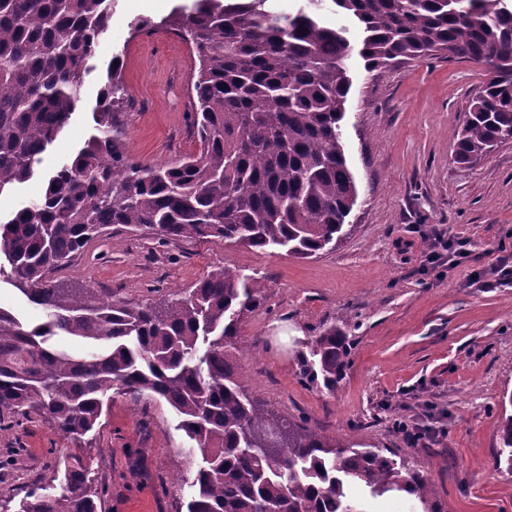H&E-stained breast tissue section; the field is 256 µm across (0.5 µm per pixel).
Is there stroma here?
<instances>
[{"label": "stroma", "instance_id": "35a3bbf8", "mask_svg": "<svg viewBox=\"0 0 512 512\" xmlns=\"http://www.w3.org/2000/svg\"><path fill=\"white\" fill-rule=\"evenodd\" d=\"M190 3L153 0L147 12L142 0H113L111 26L98 48L101 71L113 57L122 59L133 102L126 148L145 164L171 163L194 149L187 105L195 62L190 52L172 53L176 40L165 29L134 35L129 24L157 22ZM101 71L86 81L38 175L0 193V218L37 200L45 174L92 134ZM349 75L343 145L358 199L339 245L300 259L284 247L162 244L111 230L51 278L131 303L162 301L217 267L260 281L264 303L243 318L237 344L246 386L267 409L418 465L445 512H512V473L495 467L501 398L512 392V275L492 272L512 245V140L470 164L453 155L468 101L489 70L429 58L374 75L355 53ZM437 233L467 242L486 275L474 276L468 264L426 269L423 254ZM332 323L346 328L354 346L331 393L302 384L299 369L312 337ZM412 417L438 428L439 436L410 445L394 423ZM75 444L87 452L102 512H186L190 491L172 476H193L198 450L168 405L120 393L108 402L100 427L77 443L39 417L1 422L0 499L48 477L56 458Z\"/></svg>", "mask_w": 512, "mask_h": 512}]
</instances>
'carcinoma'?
<instances>
[{
  "instance_id": "obj_1",
  "label": "carcinoma",
  "mask_w": 512,
  "mask_h": 512,
  "mask_svg": "<svg viewBox=\"0 0 512 512\" xmlns=\"http://www.w3.org/2000/svg\"><path fill=\"white\" fill-rule=\"evenodd\" d=\"M278 0H194L161 23L198 61L188 126L195 151L169 165L133 161L124 142L126 89L108 66L95 134L46 179L43 196L0 222L8 280L45 321L24 326L0 308V420L33 414L76 439L99 424L116 391L159 399L196 441L202 466L188 512H362L352 490L405 492L444 512L435 486L387 448H359L305 419L268 411L243 385L234 352L241 317L262 287L227 266L186 295L128 305L48 275L111 225L163 242L224 240L286 247L308 259L343 237L358 189L342 144L353 47L317 7ZM364 38L369 72L403 60L464 59L489 68L457 132L469 163L512 139V0H329ZM112 0H0V194L35 176L97 71ZM63 332L88 344L51 346ZM353 342L334 324L311 342L300 379L329 390ZM512 393L502 400L496 466L512 472ZM0 512H102L86 459L67 454L45 481L0 499Z\"/></svg>"
}]
</instances>
